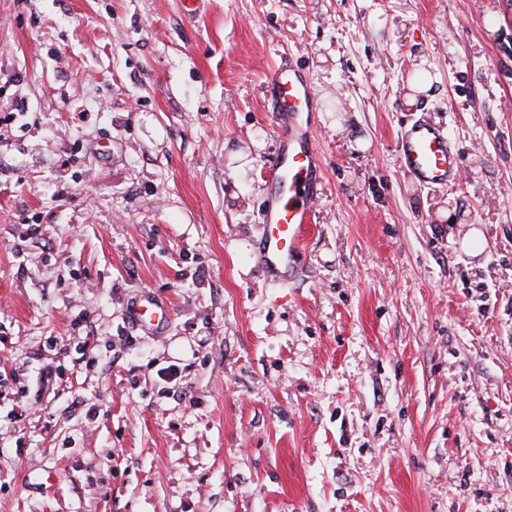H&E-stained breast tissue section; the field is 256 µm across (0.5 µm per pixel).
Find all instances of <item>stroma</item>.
<instances>
[{"mask_svg": "<svg viewBox=\"0 0 512 512\" xmlns=\"http://www.w3.org/2000/svg\"><path fill=\"white\" fill-rule=\"evenodd\" d=\"M283 60L323 177L285 288ZM421 116L454 185L399 165ZM0 512H512V0H0ZM395 152L401 169L423 186L451 185L460 177V151L440 123L411 120L400 129ZM171 305L150 292L137 295L128 307V320L145 334H162L171 316Z\"/></svg>", "mask_w": 512, "mask_h": 512, "instance_id": "stroma-1", "label": "stroma"}]
</instances>
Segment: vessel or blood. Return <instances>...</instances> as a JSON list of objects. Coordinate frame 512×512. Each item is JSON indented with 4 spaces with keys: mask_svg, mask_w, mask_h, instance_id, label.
I'll return each instance as SVG.
<instances>
[{
    "mask_svg": "<svg viewBox=\"0 0 512 512\" xmlns=\"http://www.w3.org/2000/svg\"><path fill=\"white\" fill-rule=\"evenodd\" d=\"M266 86L268 110L281 139L278 160L269 171L271 193L261 213L253 262L263 278L285 286L298 274L305 229L321 195V158L302 120L314 108V94L300 72L292 63H279ZM395 152L401 169L421 185H451L460 177V151L442 124L410 121L397 135ZM170 316V304L150 292L137 295L128 307L129 322L149 335L162 334Z\"/></svg>",
    "mask_w": 512,
    "mask_h": 512,
    "instance_id": "vessel-or-blood-1",
    "label": "vessel or blood"
}]
</instances>
